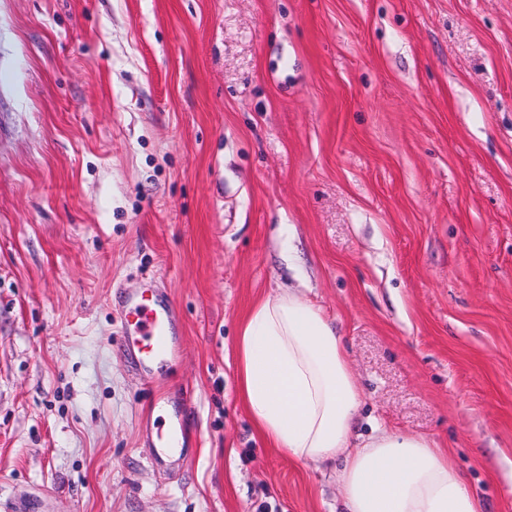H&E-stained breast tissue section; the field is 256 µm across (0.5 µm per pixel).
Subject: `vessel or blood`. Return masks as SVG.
Segmentation results:
<instances>
[{
  "label": "vessel or blood",
  "instance_id": "b4317fda",
  "mask_svg": "<svg viewBox=\"0 0 512 512\" xmlns=\"http://www.w3.org/2000/svg\"><path fill=\"white\" fill-rule=\"evenodd\" d=\"M177 321L176 309L168 298L153 295L129 299L122 329L124 336L133 337L137 344L143 372H150L158 360L176 350Z\"/></svg>",
  "mask_w": 512,
  "mask_h": 512
}]
</instances>
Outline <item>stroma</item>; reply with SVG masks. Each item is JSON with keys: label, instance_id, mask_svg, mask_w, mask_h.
I'll return each mask as SVG.
<instances>
[{"label": "stroma", "instance_id": "35a3bbf8", "mask_svg": "<svg viewBox=\"0 0 512 512\" xmlns=\"http://www.w3.org/2000/svg\"><path fill=\"white\" fill-rule=\"evenodd\" d=\"M150 284L181 341L147 375L119 339ZM288 287L359 433L512 512V0H0V512H339L239 392Z\"/></svg>", "mask_w": 512, "mask_h": 512}]
</instances>
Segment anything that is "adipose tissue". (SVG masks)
<instances>
[{
  "label": "adipose tissue",
  "mask_w": 512,
  "mask_h": 512,
  "mask_svg": "<svg viewBox=\"0 0 512 512\" xmlns=\"http://www.w3.org/2000/svg\"><path fill=\"white\" fill-rule=\"evenodd\" d=\"M239 385L252 421L290 458L332 464L343 512H479L463 474L422 437H362V393L343 338L295 292L258 302L239 329Z\"/></svg>",
  "instance_id": "1"
}]
</instances>
